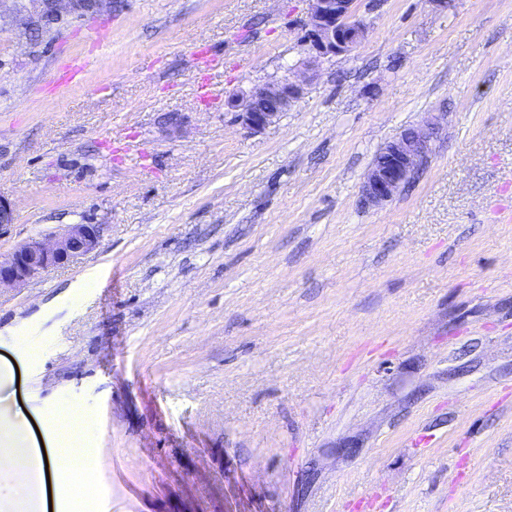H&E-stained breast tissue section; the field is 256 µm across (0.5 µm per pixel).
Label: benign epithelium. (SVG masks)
<instances>
[{
  "instance_id": "1",
  "label": "benign epithelium",
  "mask_w": 512,
  "mask_h": 512,
  "mask_svg": "<svg viewBox=\"0 0 512 512\" xmlns=\"http://www.w3.org/2000/svg\"><path fill=\"white\" fill-rule=\"evenodd\" d=\"M43 10L29 22L35 30L59 19L61 0H42ZM355 0H309L308 38L314 58L346 56L365 38L367 25L355 17ZM304 80L284 77L252 87L248 106L238 110V120L251 133L275 123L303 94ZM433 124L403 131L383 149L384 159L371 164L361 186L363 200L379 205L391 200L414 177L431 151ZM15 223L14 204L0 195V230ZM101 225L69 224L54 238L32 239L0 258V289L20 288L52 266L77 261L95 251Z\"/></svg>"
}]
</instances>
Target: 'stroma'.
Wrapping results in <instances>:
<instances>
[{"instance_id":"1","label":"stroma","mask_w":512,"mask_h":512,"mask_svg":"<svg viewBox=\"0 0 512 512\" xmlns=\"http://www.w3.org/2000/svg\"><path fill=\"white\" fill-rule=\"evenodd\" d=\"M42 9L0 0V257L102 233L0 290V440L54 453L80 411L99 463L65 512H355L371 488L381 512H512V0H356L365 40L317 61L307 0H101L35 35ZM309 60L243 129L229 100ZM429 118L415 178L364 204ZM97 63L98 55L94 50L83 55L75 56L68 64L60 69L56 78L57 86H67L73 83L95 69ZM305 78L284 77L275 82L253 86L242 100L248 101L246 109L237 105L238 120L251 133L275 123L303 94ZM433 125L427 122L407 129L380 150L384 159L371 164L361 186L366 203L379 205L391 200L414 177L431 151ZM101 225L69 224L54 238L32 239L0 258V289L20 288L52 266L77 261L95 251Z\"/></svg>"}]
</instances>
